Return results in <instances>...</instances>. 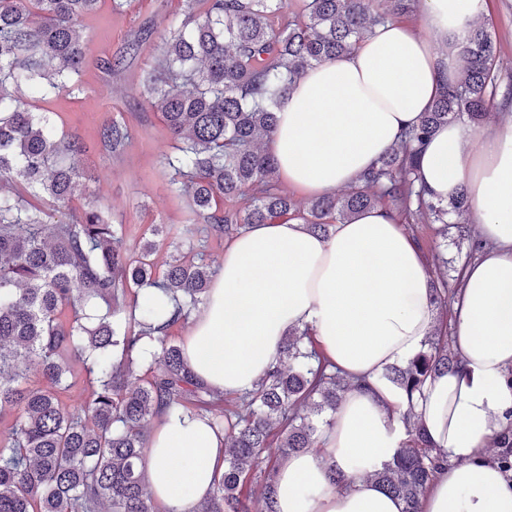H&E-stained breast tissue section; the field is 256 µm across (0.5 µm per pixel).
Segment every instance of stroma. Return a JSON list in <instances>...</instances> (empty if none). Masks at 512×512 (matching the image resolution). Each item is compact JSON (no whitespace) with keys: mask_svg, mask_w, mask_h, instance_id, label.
<instances>
[{"mask_svg":"<svg viewBox=\"0 0 512 512\" xmlns=\"http://www.w3.org/2000/svg\"><path fill=\"white\" fill-rule=\"evenodd\" d=\"M487 21L497 41L506 73L512 74V0H489ZM178 0H133L122 12L110 4L88 17L91 35L82 91L47 102L29 99L32 111L48 113L56 127L77 134L84 146L83 162L92 179L89 191H77L70 206L88 204L110 208L114 221L125 226L127 243L139 242L154 224L166 225L168 234L157 241L153 255L157 271H164L173 249L187 259L203 256L220 268L225 239L212 236L204 225L190 220L188 201L171 192L163 165L174 151L160 113L138 95L140 76L153 62L163 44L167 19ZM140 40L139 52L128 49ZM120 56L124 62L115 73L100 67L102 59ZM124 119L133 129L132 140L119 153L105 155L97 130L106 120Z\"/></svg>","mask_w":512,"mask_h":512,"instance_id":"35a3bbf8","label":"stroma"}]
</instances>
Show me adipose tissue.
I'll use <instances>...</instances> for the list:
<instances>
[{
	"label": "adipose tissue",
	"instance_id": "obj_1",
	"mask_svg": "<svg viewBox=\"0 0 512 512\" xmlns=\"http://www.w3.org/2000/svg\"><path fill=\"white\" fill-rule=\"evenodd\" d=\"M488 13V0H425L420 26L387 22L351 54L308 70L279 105L268 141L280 182L307 197L357 184L453 80L448 44ZM421 176L433 198L466 191L491 248L465 267L452 304L459 366L430 377L414 399L383 373L424 349L436 307L425 257L383 209L336 225L328 238L297 220L247 227L227 243L192 317L182 349L216 393L252 390L278 364L288 334L305 328L351 381L319 448L279 467L275 512H402L372 473L401 447L408 414L448 456L420 512H512V483L487 458L512 419V117L483 136L441 126ZM332 467L346 483L330 478ZM223 470L224 436L207 417L174 411L157 421L145 471L168 512H187Z\"/></svg>",
	"mask_w": 512,
	"mask_h": 512
}]
</instances>
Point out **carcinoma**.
Here are the masks:
<instances>
[{
	"label": "carcinoma",
	"instance_id": "carcinoma-1",
	"mask_svg": "<svg viewBox=\"0 0 512 512\" xmlns=\"http://www.w3.org/2000/svg\"><path fill=\"white\" fill-rule=\"evenodd\" d=\"M103 0H0V413L14 420L0 432V512H159L142 466L149 431L161 415L182 410L209 416L224 431V473L188 512H275L274 472L294 453L319 447L320 418L336 408L350 383L310 341L294 332L282 346L283 364L223 408L224 397L198 379L171 329L204 303L215 271L205 262L170 256L155 277L147 240L133 252L124 225L94 204L51 224L32 204L42 197L69 203L91 180L84 145L29 109L23 89L43 97L81 90L89 36L84 20ZM167 24L162 53L140 84L175 142L165 156L169 185L184 195L196 224L217 235L286 216L328 237L338 223L388 207L414 224H438L443 239L467 244L477 259L486 244L466 219L468 197H428L419 182L420 152L435 130L466 120L477 127L493 108L512 107V79L501 75L496 44L475 24L457 42L456 79L443 84L429 111L405 128L401 143L340 195L312 199L304 211L277 185V166L265 150L275 112L314 65L352 52L387 21L372 0H183ZM122 119L101 125L110 155L131 140ZM250 195L241 208L237 202ZM431 283L437 309L448 311L461 284ZM147 286L176 302L157 329L158 307L140 308ZM154 342L151 363L144 338ZM82 364L89 399L71 410L61 400ZM447 336L435 328L426 348L383 377L408 400L427 379L458 367ZM406 439L373 472L375 480L419 512L437 471L448 465L406 417ZM492 458L512 480V421L493 437ZM262 483L260 495L248 492Z\"/></svg>",
	"mask_w": 512,
	"mask_h": 512
}]
</instances>
